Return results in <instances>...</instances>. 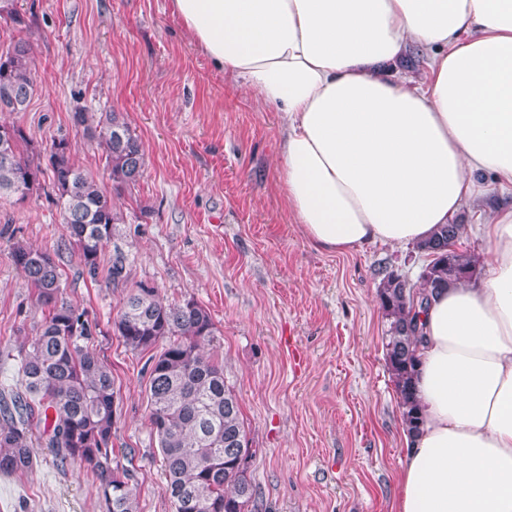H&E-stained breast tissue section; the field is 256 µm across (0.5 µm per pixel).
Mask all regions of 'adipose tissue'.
Wrapping results in <instances>:
<instances>
[{"label":"adipose tissue","instance_id":"ef3b65f1","mask_svg":"<svg viewBox=\"0 0 512 512\" xmlns=\"http://www.w3.org/2000/svg\"><path fill=\"white\" fill-rule=\"evenodd\" d=\"M199 49L283 112L278 186L333 253L414 247L512 186V0H171ZM430 52L425 87L396 66ZM482 275L417 319L414 394L391 512H512V205L483 227Z\"/></svg>","mask_w":512,"mask_h":512}]
</instances>
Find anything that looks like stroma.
Returning a JSON list of instances; mask_svg holds the SVG:
<instances>
[{"label": "stroma", "instance_id": "obj_1", "mask_svg": "<svg viewBox=\"0 0 512 512\" xmlns=\"http://www.w3.org/2000/svg\"><path fill=\"white\" fill-rule=\"evenodd\" d=\"M33 14L43 78L26 111L0 112L36 148L68 137L78 164L102 151L72 113H120L140 137L145 172L116 191L126 222L102 252L128 255V276L89 278L78 251L59 261L66 298L95 321L89 348L117 391L116 454H132L140 512H174L147 397L150 352L127 349L112 323L130 288L166 302L194 298L211 314V342L242 408L256 454L248 476L261 512H390L404 454L402 417L386 363L381 269L419 285L417 249L371 245L349 254L311 246L276 183L282 115L218 71L193 44L170 0H19ZM512 190H492L457 218L461 244L486 259L478 225ZM0 351L36 333L42 313L11 260V242L55 250L66 230L43 192L0 199ZM34 469L0 474V512H103L93 476L57 469L39 448Z\"/></svg>", "mask_w": 512, "mask_h": 512}]
</instances>
